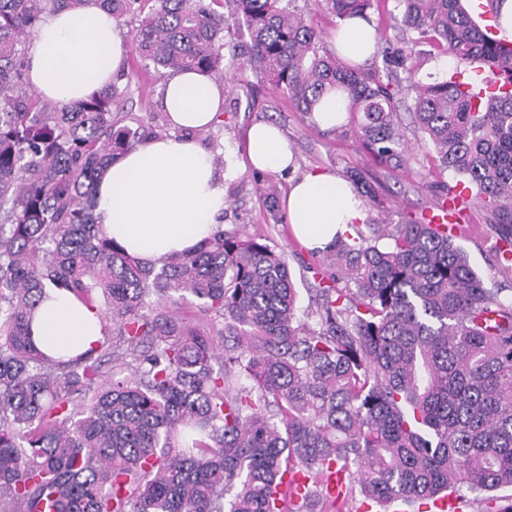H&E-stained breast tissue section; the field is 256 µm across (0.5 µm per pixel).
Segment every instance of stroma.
<instances>
[{"mask_svg":"<svg viewBox=\"0 0 512 512\" xmlns=\"http://www.w3.org/2000/svg\"><path fill=\"white\" fill-rule=\"evenodd\" d=\"M223 85L224 109L217 125L194 131L193 137L211 154L222 156L226 205L220 217L224 227H238L247 234L266 236L271 245L288 258L291 275L299 291V308L311 306L308 288L311 268L321 266V256L300 246L291 232L285 209L270 213L267 191L284 197L289 183L311 171H328L347 177L358 171L374 188L376 202L367 212L371 224H402L421 218L438 198L440 186L455 188L460 178L439 167L432 147L421 140L409 113H402L405 138L409 146L407 162L397 167L381 161L355 137L354 119L343 128L326 132L310 118L298 112L287 95L272 91L254 71L239 67L225 58ZM129 78L119 82L123 93L118 113L120 124L141 127L146 135H171L161 108L163 79L153 66L144 65L135 54H128ZM268 121L283 131L295 158L294 170L273 173L254 170L247 155V135L252 124ZM456 244L467 253L472 266L489 287L512 294V267L503 262L502 243L496 225L476 201L470 202L467 214L453 234Z\"/></svg>","mask_w":512,"mask_h":512,"instance_id":"obj_1","label":"stroma"}]
</instances>
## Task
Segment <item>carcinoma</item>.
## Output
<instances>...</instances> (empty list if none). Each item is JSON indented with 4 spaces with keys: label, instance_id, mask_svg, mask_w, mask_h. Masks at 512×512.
Instances as JSON below:
<instances>
[{
    "label": "carcinoma",
    "instance_id": "obj_1",
    "mask_svg": "<svg viewBox=\"0 0 512 512\" xmlns=\"http://www.w3.org/2000/svg\"><path fill=\"white\" fill-rule=\"evenodd\" d=\"M91 2L138 14L134 50L162 76L220 77L233 31L299 111L343 91L356 137L397 166V107L412 96L418 129L475 189L512 262V51L460 0H396L418 38L371 71L323 51L299 0H153L146 13V0H0V512H343L356 499L431 512L464 488L488 494L485 512H512V298L448 226L336 238L313 274V325L265 238L220 229L156 266L102 231L95 187L139 131L117 126L115 86L71 104L31 91L20 49L42 15ZM373 2L324 0L341 19ZM427 37L455 68L423 84L414 46ZM473 67L495 93L462 89ZM49 288L97 311L96 346L37 347ZM189 299L193 318L169 310Z\"/></svg>",
    "mask_w": 512,
    "mask_h": 512
}]
</instances>
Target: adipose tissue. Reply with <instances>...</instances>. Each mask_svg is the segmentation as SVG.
<instances>
[{"instance_id":"ef3b65f1","label":"adipose tissue","mask_w":512,"mask_h":512,"mask_svg":"<svg viewBox=\"0 0 512 512\" xmlns=\"http://www.w3.org/2000/svg\"><path fill=\"white\" fill-rule=\"evenodd\" d=\"M338 53L362 63L376 48L375 30L360 18L342 22L333 34ZM126 44L111 14L96 6L62 9L40 21L27 58L29 81L39 96L70 102L112 85L123 73ZM224 89L209 77L179 70L163 80L162 107L179 137H149L116 158L95 190V214L105 234L130 255L155 265L195 248L218 229L224 175L190 131L208 127L222 111ZM251 164L280 172L293 154L281 130L254 125L248 135ZM283 205L295 237L322 252L336 237L364 223L366 208L355 186L327 171L295 181ZM35 317L43 349L75 354L101 337L93 310L72 294L50 290Z\"/></svg>"}]
</instances>
